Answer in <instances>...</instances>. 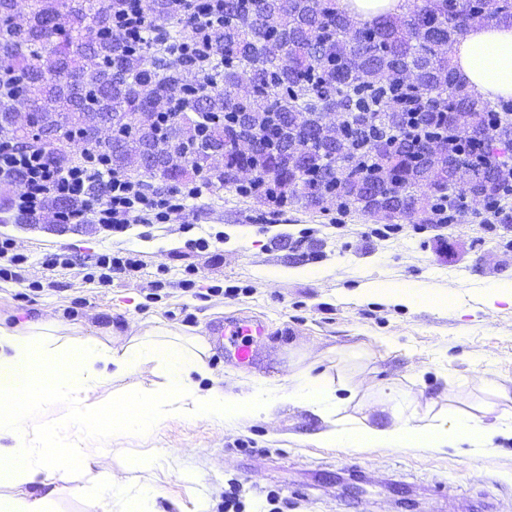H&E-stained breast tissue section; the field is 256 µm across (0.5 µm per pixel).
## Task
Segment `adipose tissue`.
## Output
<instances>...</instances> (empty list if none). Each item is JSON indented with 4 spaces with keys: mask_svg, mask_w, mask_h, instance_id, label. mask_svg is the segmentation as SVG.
Segmentation results:
<instances>
[{
    "mask_svg": "<svg viewBox=\"0 0 512 512\" xmlns=\"http://www.w3.org/2000/svg\"><path fill=\"white\" fill-rule=\"evenodd\" d=\"M453 63L482 98L512 95V27H472L456 44ZM368 289L408 307L428 303L441 315L455 308L453 301L413 283L378 281ZM208 356L209 346L201 336L74 339L0 326V478L16 487H36L16 498H0V512H49L78 455L108 483L120 484L109 468L112 442L147 434L173 418L237 424L272 419L288 404L321 419L324 427L315 440L339 448L362 439L378 448L440 450L465 444L482 452L492 447L496 436L512 434L511 405L480 402L451 417L438 410L439 396L423 401L400 398L390 383L381 386V399L362 405L360 415L347 414L335 400L332 379L310 364L293 368L284 380L248 384L236 392L217 385L203 389L199 379L212 375ZM149 368L162 374L161 386L128 384L122 399L111 406L109 430L98 431L105 405L102 389L114 375ZM51 413L58 423L54 437L48 438L38 420Z\"/></svg>",
    "mask_w": 512,
    "mask_h": 512,
    "instance_id": "adipose-tissue-1",
    "label": "adipose tissue"
}]
</instances>
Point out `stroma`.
I'll list each match as a JSON object with an SVG mask.
<instances>
[{
	"label": "stroma",
	"instance_id": "1",
	"mask_svg": "<svg viewBox=\"0 0 512 512\" xmlns=\"http://www.w3.org/2000/svg\"><path fill=\"white\" fill-rule=\"evenodd\" d=\"M199 186L181 215L165 224H136L111 233L96 224H18L0 212V239L26 256L23 282L0 278V325L22 329L56 321L68 336H140L161 329L204 336L230 316L263 322L252 367L214 352L219 385L287 377L294 363L314 364L337 383L363 374L402 392L447 391L449 412L485 399L474 370L494 366L512 389V301L482 304L491 287L512 281V226L464 222L439 227L399 224L381 236L374 219L331 215L291 203L273 209L236 190ZM209 245L197 247L198 238ZM132 249L139 270L100 281L98 255ZM50 253L67 257L49 268ZM193 267L195 286L180 284ZM417 282L450 296L455 311L406 307L363 286ZM320 420L282 406L273 422L219 425L204 419L168 421L140 438L113 442L120 487L89 480L75 459L71 476L89 484L84 497L62 491L52 512H225L230 483L241 487L239 512H512V436L488 453L468 447L336 448L316 443ZM169 449L165 459L149 457Z\"/></svg>",
	"mask_w": 512,
	"mask_h": 512
}]
</instances>
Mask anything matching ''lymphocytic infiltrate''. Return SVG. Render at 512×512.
I'll list each match as a JSON object with an SVG mask.
<instances>
[{
    "instance_id": "1",
    "label": "lymphocytic infiltrate",
    "mask_w": 512,
    "mask_h": 512,
    "mask_svg": "<svg viewBox=\"0 0 512 512\" xmlns=\"http://www.w3.org/2000/svg\"><path fill=\"white\" fill-rule=\"evenodd\" d=\"M23 175L25 190L13 205L21 213L43 215L46 223L90 219L103 228L120 232L128 224L164 223L184 210L183 199L164 196L134 180L112 174L108 161L99 156L69 169L56 170L44 154L17 149L0 138V184ZM77 200L80 210L50 212L47 198Z\"/></svg>"
}]
</instances>
